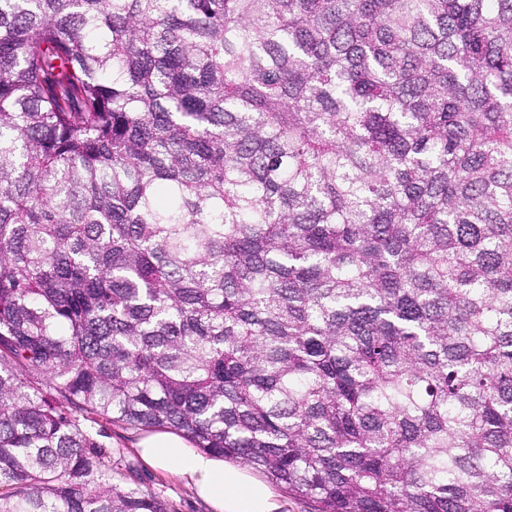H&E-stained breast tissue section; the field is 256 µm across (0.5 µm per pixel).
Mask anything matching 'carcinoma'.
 <instances>
[{"mask_svg":"<svg viewBox=\"0 0 512 512\" xmlns=\"http://www.w3.org/2000/svg\"><path fill=\"white\" fill-rule=\"evenodd\" d=\"M101 420L512 512V0H0V512H168Z\"/></svg>","mask_w":512,"mask_h":512,"instance_id":"cac0c4a2","label":"carcinoma"}]
</instances>
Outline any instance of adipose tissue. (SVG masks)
Segmentation results:
<instances>
[{
	"mask_svg": "<svg viewBox=\"0 0 512 512\" xmlns=\"http://www.w3.org/2000/svg\"><path fill=\"white\" fill-rule=\"evenodd\" d=\"M135 449L147 466L189 486L209 512H281L283 508L268 483L223 458L196 450L177 433H144Z\"/></svg>",
	"mask_w": 512,
	"mask_h": 512,
	"instance_id": "1",
	"label": "adipose tissue"
}]
</instances>
